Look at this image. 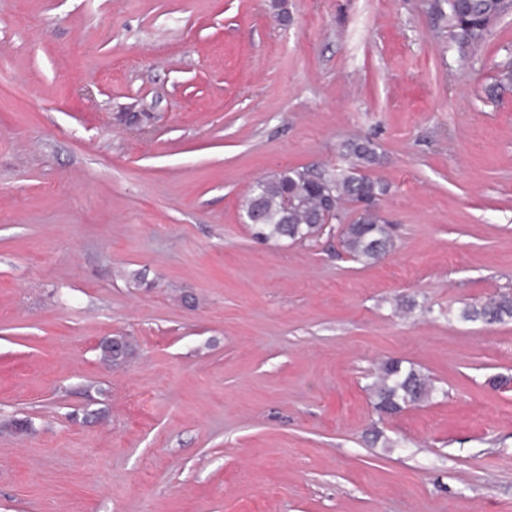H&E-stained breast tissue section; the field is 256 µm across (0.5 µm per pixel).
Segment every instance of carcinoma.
<instances>
[{
  "label": "carcinoma",
  "instance_id": "cac0c4a2",
  "mask_svg": "<svg viewBox=\"0 0 512 512\" xmlns=\"http://www.w3.org/2000/svg\"><path fill=\"white\" fill-rule=\"evenodd\" d=\"M432 13L448 28V38L459 48L477 46L476 35L505 14L501 0H432ZM497 78L486 88L488 99L498 91L512 87V56L496 65ZM349 165L339 167L321 177L308 169L287 168L256 181L243 200L244 214L258 216L253 236L261 242L307 240L322 232L318 206L325 194L336 199V221L350 216L346 204L369 202L363 223L341 228V241L349 257L364 266L371 265L395 247L388 225L379 215L380 197L387 192L381 182L362 183L355 172L359 166L374 162L376 153L371 146L353 141L343 145ZM460 318L466 322L503 323L512 319V292H500L485 300L463 307ZM376 409L392 416L403 409L426 402L437 393L434 380L414 368L406 369L399 360L385 362L370 385Z\"/></svg>",
  "mask_w": 512,
  "mask_h": 512
}]
</instances>
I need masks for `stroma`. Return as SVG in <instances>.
I'll list each match as a JSON object with an SVG mask.
<instances>
[{
    "label": "stroma",
    "mask_w": 512,
    "mask_h": 512,
    "mask_svg": "<svg viewBox=\"0 0 512 512\" xmlns=\"http://www.w3.org/2000/svg\"><path fill=\"white\" fill-rule=\"evenodd\" d=\"M510 55L428 0H0V512H512V321L458 317L512 292ZM356 139L389 255L253 238ZM390 359L438 394L380 416ZM497 78L495 82L486 88L485 94L488 99L493 100L499 90L512 87V56H508L496 65Z\"/></svg>",
    "instance_id": "35a3bbf8"
}]
</instances>
